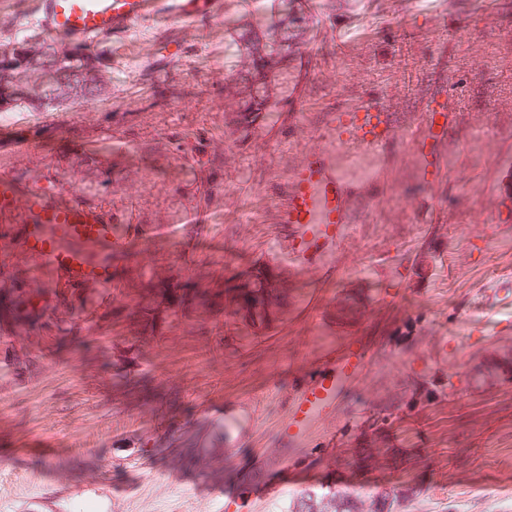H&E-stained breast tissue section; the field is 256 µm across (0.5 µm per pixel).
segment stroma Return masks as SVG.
Wrapping results in <instances>:
<instances>
[{
	"label": "stroma",
	"instance_id": "35a3bbf8",
	"mask_svg": "<svg viewBox=\"0 0 512 512\" xmlns=\"http://www.w3.org/2000/svg\"><path fill=\"white\" fill-rule=\"evenodd\" d=\"M27 9L0 7V47L21 34L31 56L53 54ZM271 13L272 0L230 6L169 45L164 27H134L123 54L100 60L102 94L59 104L74 116L66 132L42 123L37 100L0 104V127L28 143L13 171L59 145L63 181L94 195L109 167L131 191L105 208L158 228L120 257L117 299L89 324L49 306L0 318V512H41L44 498L52 512H224L225 494L264 478L289 488L261 512H288L311 488L378 512H512V223L495 221L512 174V0L492 13L485 0H324L275 122L225 138L240 100L231 31ZM452 74L469 82L461 110ZM116 96L126 107L112 117ZM364 96L391 105L395 140L326 282L290 267L268 186L320 147L327 113ZM192 209L208 223H189ZM353 336L365 361L339 399L353 431L291 464L276 388ZM437 377L448 396L408 410ZM395 487L408 494L398 506L383 498Z\"/></svg>",
	"mask_w": 512,
	"mask_h": 512
}]
</instances>
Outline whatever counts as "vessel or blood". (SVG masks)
Listing matches in <instances>:
<instances>
[{
	"label": "vessel or blood",
	"mask_w": 512,
	"mask_h": 512,
	"mask_svg": "<svg viewBox=\"0 0 512 512\" xmlns=\"http://www.w3.org/2000/svg\"><path fill=\"white\" fill-rule=\"evenodd\" d=\"M224 0H31L25 21L52 43L75 53H90L127 35L134 26L161 20L185 24L223 15ZM327 146L307 154L271 184L276 198L273 223L288 232V252L300 267L327 268V256L342 244L355 203L369 197L377 179L373 165L392 142L388 105L368 98L331 111L325 126ZM23 139L0 132V246L19 256L10 277L50 289V301H71L82 319L77 296L113 287L118 270L112 259L134 238L149 239L150 228L119 223L98 199L58 178V163L22 175L5 158L23 148ZM362 356L345 349L320 360L281 393L285 419L279 445L308 451L309 434L333 423L320 441L335 446L351 422L337 411L338 398L362 367Z\"/></svg>",
	"instance_id": "obj_1"
}]
</instances>
